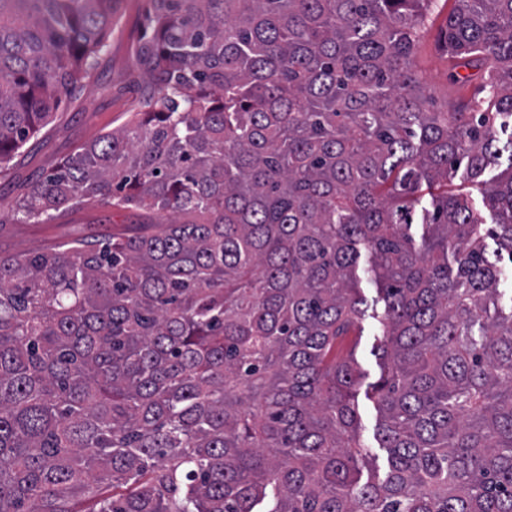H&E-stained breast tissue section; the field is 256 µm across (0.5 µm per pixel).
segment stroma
<instances>
[{
    "label": "stroma",
    "mask_w": 512,
    "mask_h": 512,
    "mask_svg": "<svg viewBox=\"0 0 512 512\" xmlns=\"http://www.w3.org/2000/svg\"><path fill=\"white\" fill-rule=\"evenodd\" d=\"M453 6L454 0H438L413 49V66L431 88L438 108L460 106L477 97L480 88L479 78L467 77L462 68L451 69L441 47L445 19ZM149 7V0H119L108 46L92 76L75 95L63 97L53 128L32 138L13 168L0 173V252L41 250L63 239L92 241L133 220L132 211L101 207L64 212L48 224H10L6 218L24 183L50 170L77 146L118 126L147 94L146 79L135 76L133 48ZM382 332L378 319L365 315L349 347L361 375L355 405L367 478L383 474L387 466V451L380 448L377 436L380 414L372 396L383 368Z\"/></svg>",
    "instance_id": "obj_1"
}]
</instances>
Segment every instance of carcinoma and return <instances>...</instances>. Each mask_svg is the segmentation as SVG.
Returning a JSON list of instances; mask_svg holds the SVG:
<instances>
[{"instance_id": "cac0c4a2", "label": "carcinoma", "mask_w": 512, "mask_h": 512, "mask_svg": "<svg viewBox=\"0 0 512 512\" xmlns=\"http://www.w3.org/2000/svg\"><path fill=\"white\" fill-rule=\"evenodd\" d=\"M118 0H0V172L106 46ZM432 0H150L151 90L29 183L17 224L140 220L0 254V512H512V0L442 34L494 115L432 112ZM420 225V240L410 234ZM382 285L381 481H362L360 249Z\"/></svg>"}]
</instances>
